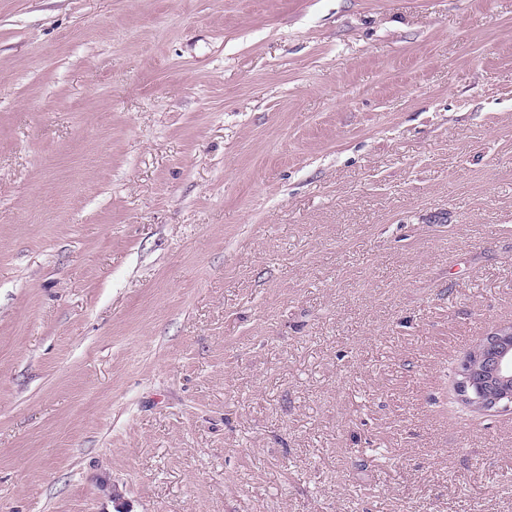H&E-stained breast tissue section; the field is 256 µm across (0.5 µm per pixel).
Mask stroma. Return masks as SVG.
Segmentation results:
<instances>
[{
	"label": "stroma",
	"instance_id": "35a3bbf8",
	"mask_svg": "<svg viewBox=\"0 0 512 512\" xmlns=\"http://www.w3.org/2000/svg\"><path fill=\"white\" fill-rule=\"evenodd\" d=\"M512 0H0V512H512ZM455 391L479 412L512 407V325L497 327L461 359Z\"/></svg>",
	"mask_w": 512,
	"mask_h": 512
}]
</instances>
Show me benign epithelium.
Wrapping results in <instances>:
<instances>
[{
  "mask_svg": "<svg viewBox=\"0 0 512 512\" xmlns=\"http://www.w3.org/2000/svg\"><path fill=\"white\" fill-rule=\"evenodd\" d=\"M455 391L479 412L512 408V325L496 328L461 359Z\"/></svg>",
  "mask_w": 512,
  "mask_h": 512,
  "instance_id": "7a95c632",
  "label": "benign epithelium"
}]
</instances>
